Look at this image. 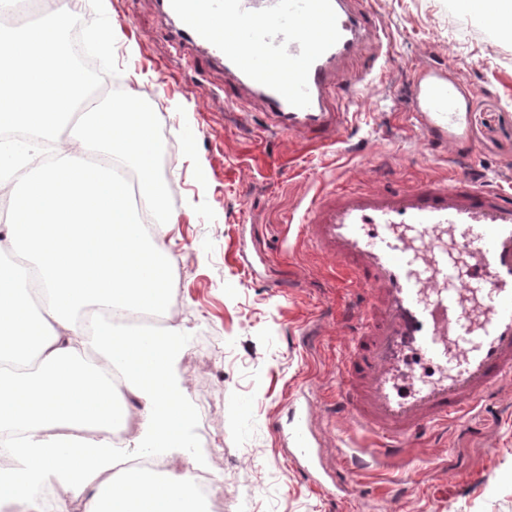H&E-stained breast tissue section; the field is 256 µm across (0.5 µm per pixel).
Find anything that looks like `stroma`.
<instances>
[{"label": "stroma", "mask_w": 512, "mask_h": 512, "mask_svg": "<svg viewBox=\"0 0 512 512\" xmlns=\"http://www.w3.org/2000/svg\"><path fill=\"white\" fill-rule=\"evenodd\" d=\"M112 19L113 74L152 94L158 179L178 217L164 237L173 266L174 325L188 345L171 364L194 421L199 471L224 481V512H512V386L399 460L347 476L351 494L313 482L287 459L278 430L291 400L313 405L312 442L333 469L365 434L328 415L347 347L346 281L297 246L298 221L331 184L412 185L456 163L427 149L407 108L417 69L450 64L473 92L468 162L512 192V39L452 0H370L387 25L383 76L351 107L340 141L314 147L263 132L258 106L224 103L223 71L179 49L149 0H80Z\"/></svg>", "instance_id": "obj_1"}]
</instances>
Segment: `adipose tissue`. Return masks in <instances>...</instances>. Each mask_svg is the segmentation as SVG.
I'll return each instance as SVG.
<instances>
[{
    "label": "adipose tissue",
    "instance_id": "obj_1",
    "mask_svg": "<svg viewBox=\"0 0 512 512\" xmlns=\"http://www.w3.org/2000/svg\"><path fill=\"white\" fill-rule=\"evenodd\" d=\"M68 18L61 8L39 29L0 31V170L21 163L4 131L31 132L30 154L59 143L52 164L11 187L0 225V256L24 257L49 297L33 309L18 272L0 266V432L15 462L0 494L36 512L34 485L60 475L70 495L58 512H204L193 461L155 477L112 466V435L132 403L147 448L182 443L192 414L169 371L183 349L176 326L131 333L82 315L162 307L170 283L165 243L145 237L127 185L102 174V159L121 156L137 172L157 224L177 218L156 175L150 114L105 101L73 116L84 77L59 41ZM30 357L34 371L12 370Z\"/></svg>",
    "mask_w": 512,
    "mask_h": 512
}]
</instances>
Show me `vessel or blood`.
Returning a JSON list of instances; mask_svg holds the SVG:
<instances>
[{
    "label": "vessel or blood",
    "mask_w": 512,
    "mask_h": 512,
    "mask_svg": "<svg viewBox=\"0 0 512 512\" xmlns=\"http://www.w3.org/2000/svg\"><path fill=\"white\" fill-rule=\"evenodd\" d=\"M152 2L177 45L223 68L225 103L257 105L271 131L311 144L340 140L350 93L364 78L343 64L384 28L365 0H332L341 38L310 69V106L296 108L185 25L170 0ZM462 95L445 71H419L413 116L434 148L471 149ZM300 224L305 242L361 293L342 318L349 345L331 412L372 445L345 453L346 473L405 456L412 439L512 384L511 194L478 185L461 165L404 189L323 188ZM291 410L290 454L311 461L310 404L295 400Z\"/></svg>",
    "instance_id": "b4317fda"
}]
</instances>
